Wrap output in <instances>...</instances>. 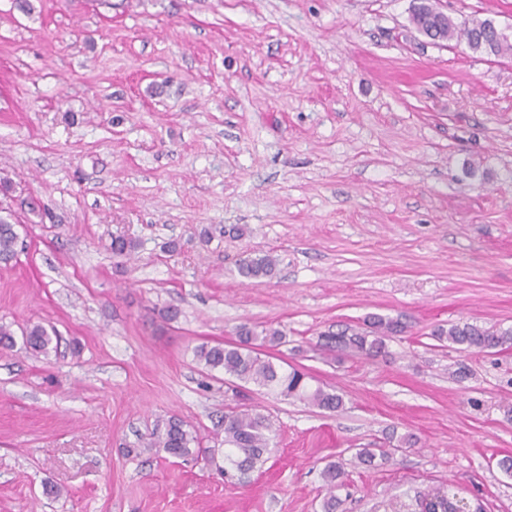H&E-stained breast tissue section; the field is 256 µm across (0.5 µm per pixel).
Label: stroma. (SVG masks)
<instances>
[{
  "instance_id": "stroma-1",
  "label": "stroma",
  "mask_w": 512,
  "mask_h": 512,
  "mask_svg": "<svg viewBox=\"0 0 512 512\" xmlns=\"http://www.w3.org/2000/svg\"><path fill=\"white\" fill-rule=\"evenodd\" d=\"M31 3L0 0V180L19 234L0 264L18 338L0 347V512H322L338 460L339 512L448 486L512 512L497 465L512 347L433 335L512 327V52L435 44L412 0ZM440 6L512 38V0ZM247 254L274 256L277 277L240 276ZM372 314L406 325L386 356L320 351ZM34 323L57 336L48 353L19 341ZM243 323L282 330L277 364L343 409L234 395L195 350ZM244 408L276 436L239 485L217 468L224 414ZM173 416L205 455L145 451ZM360 448L395 460L350 466ZM433 335L439 340H448L464 351L496 349L512 344V328L485 327L468 322L451 323L448 328L440 325ZM343 474V467L339 462L330 461L324 466L321 472V476L325 486L328 488L329 496L326 497L323 501V512H335L341 504L342 501L336 496L334 492L336 488L343 487V482L340 481Z\"/></svg>"
}]
</instances>
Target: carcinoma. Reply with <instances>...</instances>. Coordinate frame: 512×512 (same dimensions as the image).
<instances>
[{"instance_id": "1", "label": "carcinoma", "mask_w": 512, "mask_h": 512, "mask_svg": "<svg viewBox=\"0 0 512 512\" xmlns=\"http://www.w3.org/2000/svg\"><path fill=\"white\" fill-rule=\"evenodd\" d=\"M488 20H464L457 22L448 18L438 34L448 40L463 41L474 53L487 56H500L512 50V44L504 35L497 36L489 31ZM18 234L12 222L10 207L0 205V263L9 264L16 255ZM110 248L117 257H128L136 248L133 241L123 237L112 239ZM239 273L248 279H271L277 272V259L271 255L248 256L239 261ZM405 326L397 320L381 315H371L359 327H347L338 333L323 335L321 347L330 352L352 350L368 358H376L385 353L386 339L402 333ZM238 340L226 344L201 345L196 349L198 361L211 370L220 369L224 374L238 381L233 389L242 384H252L260 389L275 393L287 399L304 401L310 405L329 411H337L343 406V398L335 390L327 387L311 386V377L293 368L284 371L272 361V356H261L257 343L278 346L283 343L284 334L276 328L265 327L257 330L242 324L236 328ZM434 336L446 339L458 349L489 350L512 344V328L485 327L473 323H451L440 325ZM53 338L48 330L34 324L23 334L26 349L35 353H48ZM274 424L272 420L255 410H239L224 413V478L239 484L250 481L251 474L261 469L268 461ZM198 438L184 422L171 418L164 430L153 434L145 450L163 452L170 458H186L197 452ZM394 461L393 453L376 452L372 448H361L355 455L358 465L372 466L376 459ZM342 464L328 462L321 476L328 488V497L323 501V512H336L341 500L335 490L343 487ZM429 501L432 512H449L458 506L461 497L453 492L430 490L418 494L414 503Z\"/></svg>"}]
</instances>
